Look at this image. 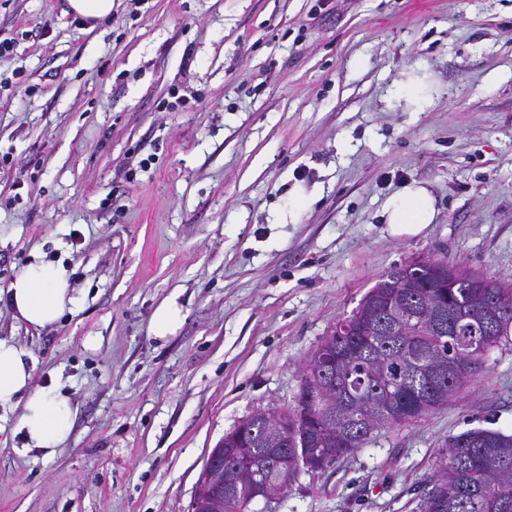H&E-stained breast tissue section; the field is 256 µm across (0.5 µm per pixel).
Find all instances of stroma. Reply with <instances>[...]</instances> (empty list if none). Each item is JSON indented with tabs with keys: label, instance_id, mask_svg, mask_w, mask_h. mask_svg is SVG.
<instances>
[{
	"label": "stroma",
	"instance_id": "obj_1",
	"mask_svg": "<svg viewBox=\"0 0 512 512\" xmlns=\"http://www.w3.org/2000/svg\"><path fill=\"white\" fill-rule=\"evenodd\" d=\"M0 0V289L41 257L78 307L0 339L76 409L51 459L0 411V512H189L213 448L293 409L305 362L382 275L416 257L512 284V0ZM430 76L414 110L394 91ZM148 169L127 180L132 163ZM438 214L394 237L388 198ZM309 205L289 216L294 190ZM182 309L167 337L150 320ZM512 432V346L441 409L375 431L254 512H417L438 452ZM74 17L83 22L102 23L112 17V0H67ZM386 224L390 234L397 237L415 236L428 224H434L437 209L430 191L413 183L393 194L385 206ZM182 319V310L174 301L157 308L150 321V330L154 336L164 338L172 334Z\"/></svg>",
	"mask_w": 512,
	"mask_h": 512
}]
</instances>
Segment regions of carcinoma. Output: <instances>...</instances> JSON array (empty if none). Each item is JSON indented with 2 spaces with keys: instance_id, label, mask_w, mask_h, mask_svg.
<instances>
[{
  "instance_id": "cac0c4a2",
  "label": "carcinoma",
  "mask_w": 512,
  "mask_h": 512,
  "mask_svg": "<svg viewBox=\"0 0 512 512\" xmlns=\"http://www.w3.org/2000/svg\"><path fill=\"white\" fill-rule=\"evenodd\" d=\"M512 286L460 265L413 259L382 277L306 360L304 389L291 411L258 412L224 435V512H250L265 482L288 487L307 464L326 469L390 424L377 406L424 400L427 415L448 404L470 376L454 365L489 335L509 343ZM324 351H346L344 380L318 364ZM417 512H512V434L470 429L448 440Z\"/></svg>"
}]
</instances>
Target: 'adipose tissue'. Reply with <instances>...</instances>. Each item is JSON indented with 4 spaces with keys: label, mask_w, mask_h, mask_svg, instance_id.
<instances>
[{
    "label": "adipose tissue",
    "mask_w": 512,
    "mask_h": 512,
    "mask_svg": "<svg viewBox=\"0 0 512 512\" xmlns=\"http://www.w3.org/2000/svg\"><path fill=\"white\" fill-rule=\"evenodd\" d=\"M391 235L414 236L435 221L437 210L430 191L417 183L404 186L385 206ZM15 318L34 328L54 325L76 305L62 264L36 260L19 269L6 290ZM34 363L30 351L0 340V410L19 411L17 429L25 443L23 452L53 457L67 442L74 410L68 394L56 387L33 385Z\"/></svg>",
    "instance_id": "obj_1"
}]
</instances>
